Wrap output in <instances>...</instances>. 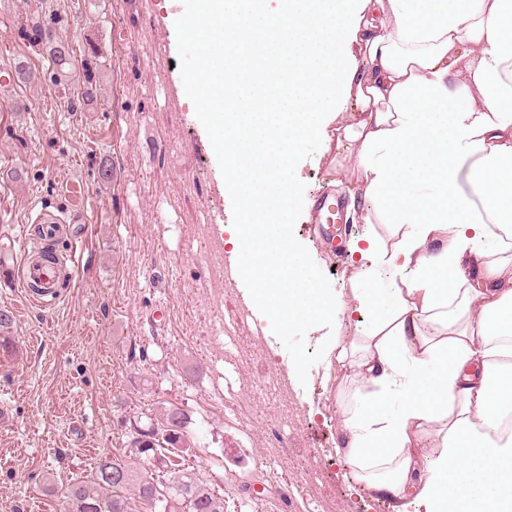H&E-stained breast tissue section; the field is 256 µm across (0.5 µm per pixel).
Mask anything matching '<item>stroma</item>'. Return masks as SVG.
Returning <instances> with one entry per match:
<instances>
[{
  "label": "stroma",
  "mask_w": 512,
  "mask_h": 512,
  "mask_svg": "<svg viewBox=\"0 0 512 512\" xmlns=\"http://www.w3.org/2000/svg\"><path fill=\"white\" fill-rule=\"evenodd\" d=\"M32 5L74 50L63 84L19 32ZM180 10L177 0H0V70L22 63L31 74L0 94V239L46 206L82 218L55 244L80 269L53 306L0 283V309L14 317L12 351H0V512H58L70 483L99 456L126 460L137 429L172 405L188 415L187 462L224 512H390L336 451L328 352L356 338L355 320L277 329L210 260L239 210L183 88L197 51L176 28ZM91 44L101 90L87 107ZM333 135L293 161L288 237L309 274L347 296L358 261L347 252L334 267L309 223L317 192L345 202L355 187L330 169Z\"/></svg>",
  "instance_id": "35a3bbf8"
}]
</instances>
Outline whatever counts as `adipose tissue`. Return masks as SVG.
Instances as JSON below:
<instances>
[{
    "label": "adipose tissue",
    "instance_id": "ef3b65f1",
    "mask_svg": "<svg viewBox=\"0 0 512 512\" xmlns=\"http://www.w3.org/2000/svg\"><path fill=\"white\" fill-rule=\"evenodd\" d=\"M179 29L246 301L286 331L367 324L330 351L360 387L339 454L392 512H512V0H193ZM331 110L353 113L335 138L362 219L390 232L366 235L347 299L288 239V170ZM391 270L412 276L382 286Z\"/></svg>",
    "mask_w": 512,
    "mask_h": 512
}]
</instances>
